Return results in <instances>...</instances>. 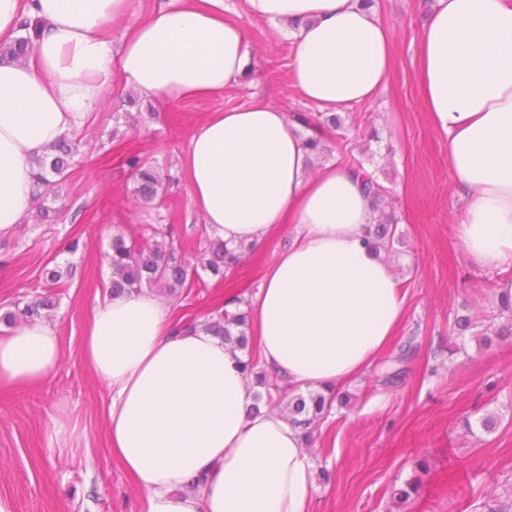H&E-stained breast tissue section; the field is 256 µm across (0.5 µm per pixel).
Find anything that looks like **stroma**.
Segmentation results:
<instances>
[{
  "label": "stroma",
  "mask_w": 512,
  "mask_h": 512,
  "mask_svg": "<svg viewBox=\"0 0 512 512\" xmlns=\"http://www.w3.org/2000/svg\"><path fill=\"white\" fill-rule=\"evenodd\" d=\"M375 7L393 29L396 65L385 91L350 110L328 149L340 163L353 154L391 189L390 207L406 238L396 269L407 307L389 353L406 347L410 360L398 386L374 385L366 374L344 384L346 403L334 406L311 442L318 472L312 512H480L485 499L512 494V336L482 347L453 324L467 315L487 325L498 284L512 278V267L469 265L455 236L464 202L448 170V140L422 110L411 62L430 0H375ZM246 24L251 76L204 99L137 98L128 89L110 95L72 134L81 152L52 203L54 222L34 216L0 239V309L45 293L39 270L46 262L76 267L49 318L63 340L57 370L38 386L0 391V512H139L141 493L108 446L109 391L84 364L81 339L91 309L109 293L113 234L138 237L149 225L171 224L195 260L204 218L179 164L197 123L256 93L290 113L313 111L292 85L293 39L262 19ZM371 128L379 139L368 137ZM129 148L167 179L157 205L143 206L132 194L122 164ZM291 241L286 231L256 244L225 281L203 276L178 315L197 320L222 307L226 294L256 293L260 270ZM486 413L499 419L494 432L462 429V416ZM414 477L419 496L399 501L396 490Z\"/></svg>",
  "instance_id": "stroma-1"
}]
</instances>
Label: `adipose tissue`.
<instances>
[{
  "mask_svg": "<svg viewBox=\"0 0 512 512\" xmlns=\"http://www.w3.org/2000/svg\"><path fill=\"white\" fill-rule=\"evenodd\" d=\"M249 17L294 38L293 85L323 111L373 101L391 78L392 30L362 0H246L242 15L224 0H0V45L23 36V19L39 24L29 60H0V238L33 208L34 159L81 126L113 79L170 101L228 91L250 65ZM415 65L465 199L464 256L512 266V0H436ZM313 159L287 113L257 96L209 113L181 160L192 204L228 248L291 230L250 325L261 367L302 393L357 378L406 310L399 279L365 243L373 208L361 180ZM62 352L46 322L0 328V386L40 385ZM81 356L110 392V452L137 484L140 512H312L306 441L281 412L254 411L242 350L175 321L144 290L92 309Z\"/></svg>",
  "mask_w": 512,
  "mask_h": 512,
  "instance_id": "adipose-tissue-1",
  "label": "adipose tissue"
}]
</instances>
